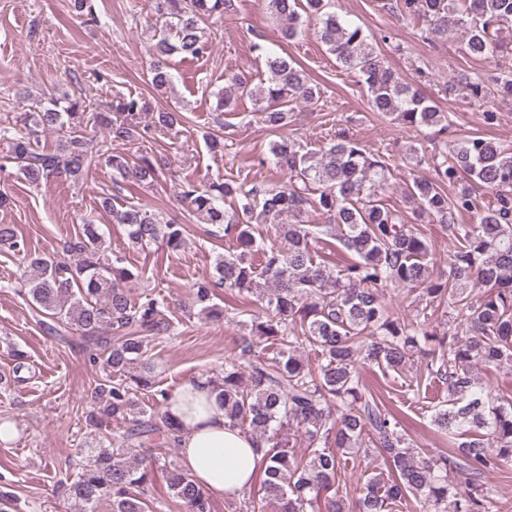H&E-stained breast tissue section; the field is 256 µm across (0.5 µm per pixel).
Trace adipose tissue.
Masks as SVG:
<instances>
[{"label":"adipose tissue","mask_w":512,"mask_h":512,"mask_svg":"<svg viewBox=\"0 0 512 512\" xmlns=\"http://www.w3.org/2000/svg\"><path fill=\"white\" fill-rule=\"evenodd\" d=\"M167 411L181 428L180 466L206 494L240 498L265 470L256 437L225 420L217 392L207 378L186 381L170 399Z\"/></svg>","instance_id":"1"}]
</instances>
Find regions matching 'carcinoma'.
<instances>
[{
  "instance_id": "cac0c4a2",
  "label": "carcinoma",
  "mask_w": 512,
  "mask_h": 512,
  "mask_svg": "<svg viewBox=\"0 0 512 512\" xmlns=\"http://www.w3.org/2000/svg\"><path fill=\"white\" fill-rule=\"evenodd\" d=\"M234 2L153 0L149 76L156 90L173 88L169 58L206 52V24L231 12ZM264 2L286 40L297 35L304 18L317 25L326 51L360 77L372 111L403 128L448 131V114L398 77L363 28L333 10L332 0ZM397 8L421 23L431 42L461 31V50L469 59L509 50L503 32L512 28V0H397ZM256 49L265 56V77L227 76L219 107L228 109L232 93H239L253 102L264 126L280 130L288 126L293 103L314 102L320 88L290 56L260 44ZM466 89L473 99L489 92L512 96V75L497 77L491 86L478 75ZM144 108L145 102L134 97H118L98 111L88 109L80 96L39 100L19 116L21 128L0 129V172L39 186L61 176L79 181L102 162L117 183L151 184L170 168L168 158L145 152L132 159L112 151V143L165 134L181 118L159 110L141 129L136 115ZM91 124L107 130L100 145L84 136ZM63 129L66 134L54 148L41 145L44 132ZM269 154L276 168L288 172L287 182L189 181L181 193L189 211L211 225L212 235L236 245L235 255L217 256L213 271L193 284L199 313L211 321L234 319L233 304L223 309L212 303L217 288L255 292L265 301L263 313L251 319L240 356L225 358L224 374L213 380L229 423L265 441L269 465L261 502L268 512H308L320 501L322 512H349L343 495L346 460L372 453L382 458L385 471L369 477L355 503L357 512H394L412 498L423 512H501L484 478L512 464V401L485 390L474 368L512 367V153L482 135H467L434 162L435 178L417 177L407 185V199L452 237L448 274L438 276L424 236L383 201L389 174L383 156L344 132L316 152L283 138L270 144ZM458 181L493 192L494 201L485 202L468 187L448 196L444 186ZM228 197L238 202L231 214L224 210ZM102 206L143 250L154 244L171 251L184 246L181 224L138 206L114 210L107 197ZM314 208L329 218L320 234L336 237L351 253L334 269L311 250L305 216ZM463 212L477 226L455 223L454 215ZM282 216L288 223L278 225L280 244L262 250L263 260L255 264L254 225ZM0 247L27 261L17 278L18 293L47 332L60 337L79 332L101 348L91 355L104 377L90 394L86 463L63 483V496L73 512H95L104 501L112 502V512H146L153 466L137 449L171 448L177 440V427L164 410L171 392L157 389L145 350L148 336L168 328L164 299L155 293L130 298L128 287L140 280L141 271L112 254L98 224H82L65 241L72 262L31 255L12 224H0ZM391 285L420 292L433 312L448 303L454 311L448 330L406 322L384 302L382 292ZM416 353L448 383L447 403L434 409L431 422L453 443L433 457L423 456L404 437L361 374L367 362L399 370ZM142 392L154 393L157 407L140 406ZM112 420L127 426L114 434L107 430ZM291 425L304 430V457L285 437ZM452 474L462 475L464 485L453 483ZM165 481L163 507L169 512H211L209 497L179 465L166 466Z\"/></svg>"
}]
</instances>
